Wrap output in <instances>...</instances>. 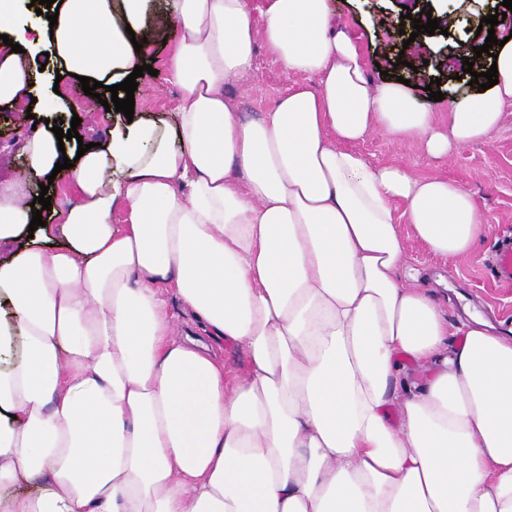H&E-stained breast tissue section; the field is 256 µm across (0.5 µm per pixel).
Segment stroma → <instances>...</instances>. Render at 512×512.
I'll use <instances>...</instances> for the list:
<instances>
[{
  "mask_svg": "<svg viewBox=\"0 0 512 512\" xmlns=\"http://www.w3.org/2000/svg\"><path fill=\"white\" fill-rule=\"evenodd\" d=\"M501 0H448L456 21L447 35L426 38L419 45L402 46L396 30L402 13H415L417 0H331L339 21L355 37L369 65L372 78L381 71L409 78L415 83L414 93L421 105H429L426 90L431 80H440L441 92L465 95L471 92L469 77L463 76L464 58L473 57L474 47L483 45L486 37L476 31L483 17L494 13ZM167 33L156 30L147 52L153 60L154 76L148 77L135 90L137 110L143 116L161 122H173L179 105L180 93L166 70L169 52L165 44ZM48 43H41L34 54L35 64L41 70L36 74L35 91L52 95L55 84H62L65 97L56 104L63 120L79 116L78 132L84 142H93L102 136L111 124L112 115L103 105L95 104L84 94L80 81L66 76L57 77L45 56ZM255 75L248 83L225 85L224 93L233 99L239 112L256 117L270 111L280 96L292 84L283 68L268 55L264 46H257L254 56ZM20 114L13 109L0 110V153L6 155L8 166L0 165V179L14 178L38 189L40 180L25 168L17 153L19 143L31 127H44L46 116L36 113L33 123L23 124ZM369 160L396 163L412 174L440 175L455 181L475 196L490 229L470 258L451 262L433 255L428 247L415 237L407 239V256L412 267L420 270V282L434 287L437 279L448 284V316L462 315L464 306L481 311L492 322L512 327V285L499 282L495 264L500 248L512 244V106L507 107L499 127L486 143L464 147L446 159H435L417 144L399 142L383 134H372L356 145Z\"/></svg>",
  "mask_w": 512,
  "mask_h": 512,
  "instance_id": "35a3bbf8",
  "label": "stroma"
}]
</instances>
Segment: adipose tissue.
<instances>
[{"label": "adipose tissue", "instance_id": "adipose-tissue-1", "mask_svg": "<svg viewBox=\"0 0 512 512\" xmlns=\"http://www.w3.org/2000/svg\"><path fill=\"white\" fill-rule=\"evenodd\" d=\"M20 2L0 0V104L31 92L38 36L104 99L146 62L151 0H55L35 30ZM159 21L174 124L118 123L83 154L25 137L28 170L74 187L60 238L0 182V512H512V336L474 308L449 322L401 230L455 261L487 221L461 184L355 149L485 143L512 39L496 85L425 107L368 77L330 0H165ZM259 43L302 81L245 120L224 86ZM171 294L241 372L178 335Z\"/></svg>", "mask_w": 512, "mask_h": 512}]
</instances>
